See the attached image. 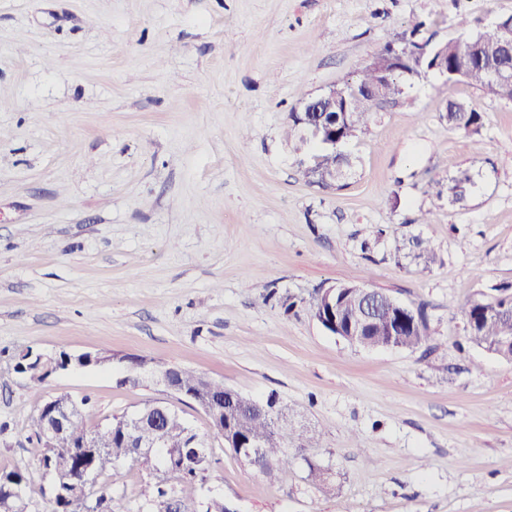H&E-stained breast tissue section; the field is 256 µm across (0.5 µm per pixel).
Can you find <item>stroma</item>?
Instances as JSON below:
<instances>
[{
  "instance_id": "1",
  "label": "stroma",
  "mask_w": 512,
  "mask_h": 512,
  "mask_svg": "<svg viewBox=\"0 0 512 512\" xmlns=\"http://www.w3.org/2000/svg\"><path fill=\"white\" fill-rule=\"evenodd\" d=\"M509 16L512 0H0V469L27 473L37 512L32 421L60 395L93 430L171 406L237 512H512V359L473 343L463 313L512 285V101L413 80L344 146L340 188L306 180L312 152L286 134L304 98L416 22L445 42ZM450 102L481 112L479 132L448 125ZM415 239L434 264L408 256ZM339 284L423 309L438 349L329 333L307 306ZM62 349L276 394L315 438L268 482L198 406L121 384L119 364L15 370Z\"/></svg>"
}]
</instances>
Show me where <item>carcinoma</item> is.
I'll return each instance as SVG.
<instances>
[{"instance_id": "obj_1", "label": "carcinoma", "mask_w": 512, "mask_h": 512, "mask_svg": "<svg viewBox=\"0 0 512 512\" xmlns=\"http://www.w3.org/2000/svg\"><path fill=\"white\" fill-rule=\"evenodd\" d=\"M473 40L479 41L482 49L475 56L467 81L486 88L501 99L511 101L512 83L495 87L490 84L492 69H512V57L498 54L496 28H485L445 44L434 43L432 47L436 50L447 46L448 66L451 67ZM404 82L405 76L402 72L391 78L383 94L385 106L394 107L402 101ZM373 114L374 110L366 99L354 98L346 112H310L308 119L332 130L336 141L342 146L367 130ZM444 118L450 127L465 131L476 132L482 124L480 112L453 102L448 103ZM318 155L320 173L307 169L304 174L314 178L319 185L331 186L334 180L328 177V173L345 167L349 160L339 150L334 152L321 149ZM470 183V175L461 173L448 185V196L455 201L462 199ZM492 291L499 295L495 302L474 300L465 311L470 340L484 348L498 343L505 331L512 330V285L495 286ZM340 298L341 301L336 304V318L341 328L339 335L343 336L348 334V325L355 314V308L345 300V295H340ZM397 313L396 309L391 313L384 310L375 312L372 324L360 338V345L378 347L392 341L404 348H435L433 339L427 333L424 313L420 310L408 317V325L396 332V337H391V328L397 321ZM178 381L188 387L199 385L224 394V385L217 384L187 367H179ZM156 406L157 403L149 402L134 415H123L114 419L112 425L102 431L89 430L84 414L79 413L70 421L65 433L57 437L53 447L46 448L42 442H37V446L30 449V453L44 467L50 469L56 484L49 500V512H73V475L76 472L91 469L95 478L99 479L111 476L114 468L127 464L133 434L126 432L125 428L134 421L136 415L145 419L137 429L138 436L146 440L158 438L162 441V448L159 449V472L162 473V478L155 483L152 494L142 501L138 512H165L170 500L176 505L178 512H224V501L203 496L205 473L211 463L210 455L207 454L203 460L195 462L187 447L191 439V427L171 408L164 414L157 412L154 416H149ZM264 406L268 411L262 413L233 401L230 395L225 394L224 410L218 412L217 420L226 432L233 452H239L237 445L247 442L261 446L263 455L256 460L253 467L268 480L276 481L287 475L293 466L294 457L288 454V448L305 442V439L296 429L284 426L285 415L278 408L275 395H269ZM308 477L323 488L332 487L331 473L319 464L308 463ZM15 490L22 491L24 500L32 501L31 487L24 472L0 471V497L4 499ZM82 495L101 507V512H130L126 506L125 493L115 491L110 486L102 491L94 484L85 488Z\"/></svg>"}]
</instances>
